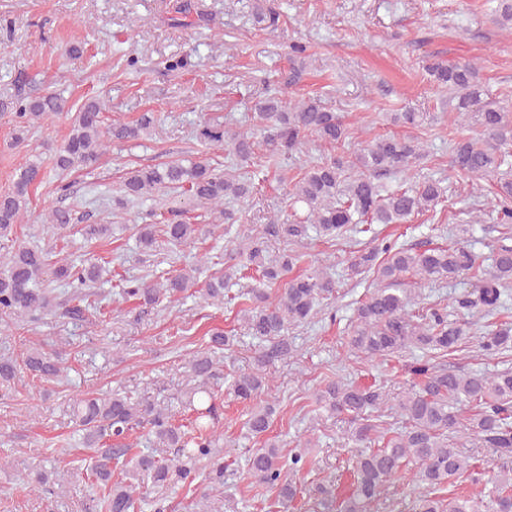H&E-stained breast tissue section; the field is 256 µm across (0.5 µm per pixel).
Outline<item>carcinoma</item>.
Wrapping results in <instances>:
<instances>
[{
  "label": "carcinoma",
  "instance_id": "obj_1",
  "mask_svg": "<svg viewBox=\"0 0 512 512\" xmlns=\"http://www.w3.org/2000/svg\"><path fill=\"white\" fill-rule=\"evenodd\" d=\"M175 13L185 17L194 14L196 21H207V15L193 0H183L175 7ZM494 21L502 28L512 27V0H499ZM428 70L435 82L455 94L459 116L466 115L480 99L481 77L475 64L435 63ZM8 107L17 118L15 140L20 141L29 128L62 114L65 100L57 93H49L3 105ZM106 109L107 103L98 99L79 108L68 136L51 155L55 169L63 172L75 166L90 168L112 142L138 139L154 125V115L145 112L131 124L104 127L100 114ZM478 117L484 139L455 142L452 164L471 181L490 176L497 179L493 208L497 211L500 236L492 249L491 269L483 272L479 256L462 242L415 249L372 238V247L354 250L347 259L352 276L371 270L376 274L375 287L357 301L354 319L347 326L344 346L348 353L368 361H384L411 347L447 352L463 339L466 332L462 324L449 319L447 308L435 305L421 312L411 309V294L402 287L408 274L423 283L471 274L478 278L479 286L473 296L458 300L459 307L479 308L488 315L503 307V296L512 286V117L494 107L478 113ZM252 118L253 126L244 130L206 123L200 135L209 142L224 143L245 163L253 156L254 135L261 133L266 145L265 163L277 168L301 151L308 135L334 145L349 138L341 116L326 111L314 97L288 107L277 96L266 97L256 102ZM424 154V145L416 139L378 137L350 156L329 157L303 167L300 177L289 186V196L306 205V219L289 224L271 219L259 234L268 241L286 243L304 239L311 226L320 236L336 239L348 232L368 233L374 224H405L411 216L439 204L443 198L441 182L423 177L407 186L388 188L382 179L410 170ZM43 171V160L26 162L15 172L12 188L0 194V250H7V262L0 269V313L25 319L58 307L70 319L82 321L86 313L99 311L98 294L84 287L99 280L102 268L94 263L77 265L66 257L54 260L44 248L18 245L12 238L14 227L28 208L31 187L42 183ZM165 190L186 195L218 213L219 220L234 224L236 215L224 208V201L249 198L254 185L235 168L221 169L207 157L170 160L128 169L117 204ZM163 232L171 243L182 244L202 234L204 227L167 224ZM253 232L249 224L240 225L238 232L237 254L245 257V264L257 267L262 277V286L247 293L253 307L244 310L243 322L249 335L269 343V347L233 380L232 393L243 403L256 400L269 388L266 366L277 358L290 356L289 328L311 322L321 312V302L336 294L335 280L314 269L288 280L276 299L268 301L266 287L280 281L300 255L284 253L271 262L254 241ZM138 242L142 252H152L155 225H139ZM197 272L198 268L191 267L156 281L146 276L124 279L120 295L146 305L164 300L171 303L196 286ZM45 274L76 289L78 303H57L48 289L37 287V281ZM226 285L222 275L211 278L205 288L206 299L223 302ZM478 347L486 357L512 348V325L505 323L484 332ZM221 348L231 350L230 337L216 332L211 336L210 349L189 361L196 387L192 392L194 416L187 425L174 424L168 407L144 398L117 394L76 401L74 416L86 431L85 443L100 448L90 471L81 473L83 480L103 488L93 505L94 512H135L140 486L112 482V460L124 456L126 449L106 448L104 439H124L140 429L153 438L155 447L176 450L177 459L173 461L154 455L137 460L136 467L154 484L182 482L202 462L210 488L224 486L226 466L216 450L217 406L210 386L219 363L215 351ZM21 366L40 379L63 376L59 356L35 349L27 352L20 363L0 358V383L13 381ZM412 372L420 381L395 397L397 412L403 419V425L398 427L371 418V413L389 402V392L383 386L330 380L319 390L318 403L328 411L349 417L353 424L350 439L360 451L343 482L318 487V495L306 501L307 512H381L384 487L411 466L417 491L412 500L387 506L388 512H512V468L501 470L492 486L473 495H437L440 487L474 468L471 457L451 442L450 435L454 433L472 435L499 457L512 459V368L489 374H455L426 361L414 366ZM274 413L275 407L269 403L252 410L246 420L250 434L265 435ZM306 464L305 454L297 452L286 457L276 442L267 440L262 447L251 450L247 476L292 501L301 492L293 476Z\"/></svg>",
  "mask_w": 512,
  "mask_h": 512
}]
</instances>
